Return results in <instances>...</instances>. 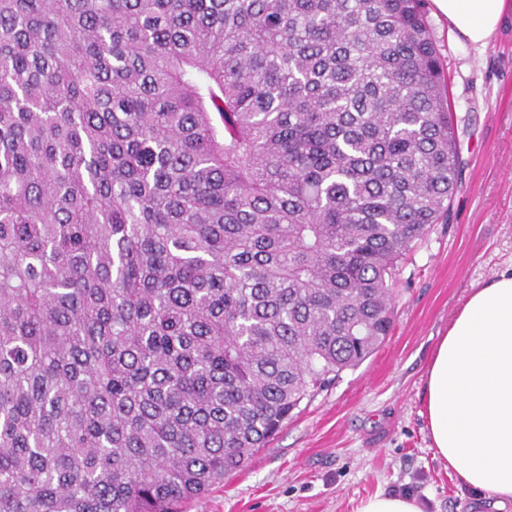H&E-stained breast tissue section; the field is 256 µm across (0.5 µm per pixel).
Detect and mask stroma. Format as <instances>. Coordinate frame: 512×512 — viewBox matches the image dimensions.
Here are the masks:
<instances>
[{
	"label": "stroma",
	"mask_w": 512,
	"mask_h": 512,
	"mask_svg": "<svg viewBox=\"0 0 512 512\" xmlns=\"http://www.w3.org/2000/svg\"><path fill=\"white\" fill-rule=\"evenodd\" d=\"M429 21L463 161L450 221L406 254L382 345L186 512H355L379 492L426 500L428 512H469L470 492L434 456L423 399L434 345L471 288L512 267V6L481 48L444 18Z\"/></svg>",
	"instance_id": "obj_1"
}]
</instances>
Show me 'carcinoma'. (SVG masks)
Listing matches in <instances>:
<instances>
[{
  "label": "carcinoma",
  "mask_w": 512,
  "mask_h": 512,
  "mask_svg": "<svg viewBox=\"0 0 512 512\" xmlns=\"http://www.w3.org/2000/svg\"><path fill=\"white\" fill-rule=\"evenodd\" d=\"M461 165L427 0H0V512H179L389 336Z\"/></svg>",
  "instance_id": "obj_1"
}]
</instances>
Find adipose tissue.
<instances>
[{"mask_svg":"<svg viewBox=\"0 0 512 512\" xmlns=\"http://www.w3.org/2000/svg\"><path fill=\"white\" fill-rule=\"evenodd\" d=\"M474 46L495 32L506 0H433ZM434 455L472 494L473 512L512 502V272L472 289L426 369Z\"/></svg>","mask_w":512,"mask_h":512,"instance_id":"1","label":"adipose tissue"}]
</instances>
